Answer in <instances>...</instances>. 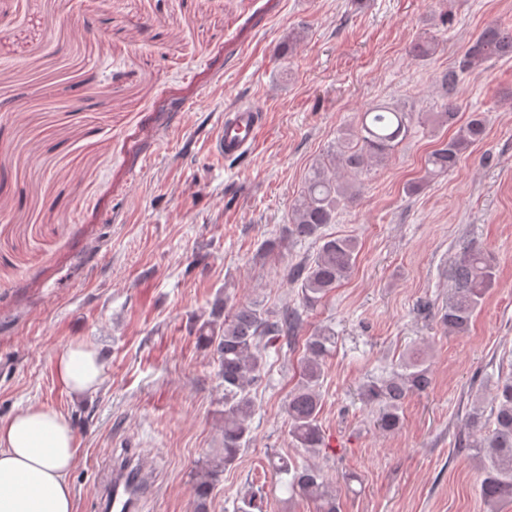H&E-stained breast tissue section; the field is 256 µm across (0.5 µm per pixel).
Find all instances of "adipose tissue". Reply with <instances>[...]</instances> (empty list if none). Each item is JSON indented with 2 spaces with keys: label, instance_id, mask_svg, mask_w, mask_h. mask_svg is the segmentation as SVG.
<instances>
[{
  "label": "adipose tissue",
  "instance_id": "1",
  "mask_svg": "<svg viewBox=\"0 0 512 512\" xmlns=\"http://www.w3.org/2000/svg\"><path fill=\"white\" fill-rule=\"evenodd\" d=\"M104 371L97 347L85 340L56 356V376L75 394L95 392ZM77 453L70 419L56 408L36 403L0 421V512H75Z\"/></svg>",
  "mask_w": 512,
  "mask_h": 512
}]
</instances>
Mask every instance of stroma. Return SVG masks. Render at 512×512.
Listing matches in <instances>:
<instances>
[{
    "label": "stroma",
    "instance_id": "stroma-1",
    "mask_svg": "<svg viewBox=\"0 0 512 512\" xmlns=\"http://www.w3.org/2000/svg\"><path fill=\"white\" fill-rule=\"evenodd\" d=\"M507 17L512 0H0V420L32 402L70 417L76 512H102L107 476L135 454L154 475L140 512H194L192 479L222 443L224 411L197 316L226 293L300 306L288 269L317 243L263 244L311 164L374 104L435 111L438 74ZM294 29L304 39L282 55ZM418 39L439 44L427 61L409 54ZM456 96L487 119L457 168L407 193L437 142L418 127L326 228L359 245L348 279L303 316L304 332L336 336L321 379L329 449L292 445L285 406L303 348L277 340L252 390V442L209 512H233L252 486L264 512H315L274 456L342 485L340 512H486L480 472L454 446L512 360V58L462 74ZM241 102L262 109L263 130L254 152L227 161L213 137ZM474 245L495 255L496 285L451 334L437 313ZM422 298L432 316L414 313ZM81 338L105 373L76 397L55 358ZM418 345L432 385L384 433L361 387Z\"/></svg>",
    "mask_w": 512,
    "mask_h": 512
}]
</instances>
